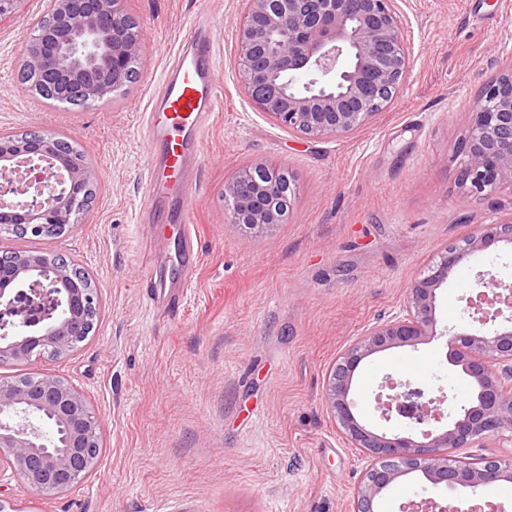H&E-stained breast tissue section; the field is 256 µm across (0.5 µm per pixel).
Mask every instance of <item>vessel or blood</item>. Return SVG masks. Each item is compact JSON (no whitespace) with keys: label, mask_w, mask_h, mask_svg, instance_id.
<instances>
[{"label":"vessel or blood","mask_w":512,"mask_h":512,"mask_svg":"<svg viewBox=\"0 0 512 512\" xmlns=\"http://www.w3.org/2000/svg\"><path fill=\"white\" fill-rule=\"evenodd\" d=\"M164 71L161 87L147 115L152 140L159 147L162 178L152 179L153 198L168 205L170 268L188 275L198 258L188 204L195 188L201 149L209 120L220 97L216 76V43L210 33L197 32Z\"/></svg>","instance_id":"b4317fda"}]
</instances>
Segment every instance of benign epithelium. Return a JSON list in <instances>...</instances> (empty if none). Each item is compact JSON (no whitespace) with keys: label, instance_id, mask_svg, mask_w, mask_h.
<instances>
[{"label":"benign epithelium","instance_id":"1","mask_svg":"<svg viewBox=\"0 0 512 512\" xmlns=\"http://www.w3.org/2000/svg\"><path fill=\"white\" fill-rule=\"evenodd\" d=\"M125 0H50L48 16L24 34V73L37 74L34 93L53 86L73 102L111 97L132 79L143 33L124 9ZM238 74L253 106L305 139L351 134L365 126L405 88L409 71L406 31L394 0H246L236 29ZM303 76L297 91L280 83L283 72ZM471 121L458 150V182L465 201L480 203L504 183L512 184V56L486 82L471 106ZM57 134L25 131L0 139V235L64 233L79 219L93 192L95 171L61 153ZM293 189L281 173L256 165L224 184L225 223L261 236L286 223ZM504 243L512 247V224H479L461 246L441 253L409 286L400 311L369 326L326 374L323 398L352 447L369 460L353 512H376L378 501L401 478L422 474L452 491L512 481V456L461 459L462 448L488 439L512 444V284L488 272L476 274V296L499 303L493 314L473 318L479 328L443 327L436 316L439 290L471 259ZM0 363L58 359L91 334L99 290L77 281L65 260L40 254H0ZM503 288L509 294L502 295ZM12 317L5 322L4 316ZM504 322L496 324L498 317ZM446 338L453 365L470 379L472 397L453 417L441 410L446 394L389 382L392 393L376 397L389 422L415 425L407 436L387 435L363 424L352 397L362 361L376 353ZM47 421L48 436L32 423ZM101 425L84 394L52 373L24 384L0 380V482L11 475L38 493L70 491L95 466ZM409 512H458L430 498Z\"/></svg>","mask_w":512,"mask_h":512}]
</instances>
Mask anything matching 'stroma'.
<instances>
[{
	"label": "stroma",
	"instance_id": "stroma-1",
	"mask_svg": "<svg viewBox=\"0 0 512 512\" xmlns=\"http://www.w3.org/2000/svg\"><path fill=\"white\" fill-rule=\"evenodd\" d=\"M408 30L402 95L343 138L307 140L256 111L240 83L236 25L244 0H126L143 52L135 83L109 104L48 105L21 79L23 34L48 9L23 0L0 24V132L61 133L96 172L95 198L70 235L44 243L84 267L101 293L94 333L61 359L0 365V378L51 372L79 389L101 424L95 468L69 492L12 481L17 512H351L366 459L327 413L323 383L339 354L403 305L409 284L477 225L512 220V185L481 204L462 199L456 150L478 88L512 55V0H396ZM213 32L222 87L190 204L200 262L170 271L149 207L145 113L161 74L195 26ZM263 163L288 172L287 223L256 237L224 220V184ZM512 266V248L480 256L441 290L437 316L466 322L477 271ZM183 288L177 310L151 305L146 285ZM443 342L365 359L353 397L381 423L385 375L444 390L453 411L471 393ZM425 478L396 483L379 503L444 501Z\"/></svg>",
	"mask_w": 512,
	"mask_h": 512
}]
</instances>
